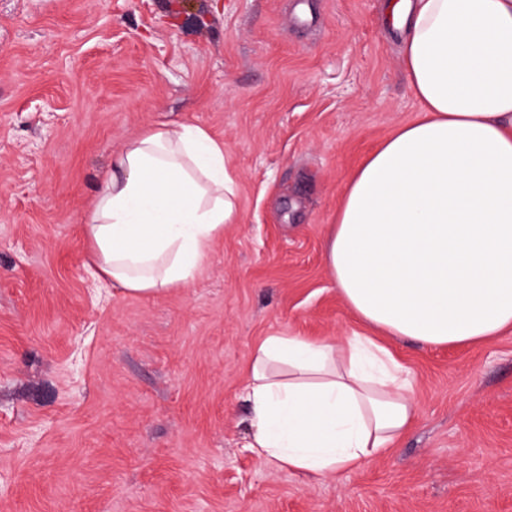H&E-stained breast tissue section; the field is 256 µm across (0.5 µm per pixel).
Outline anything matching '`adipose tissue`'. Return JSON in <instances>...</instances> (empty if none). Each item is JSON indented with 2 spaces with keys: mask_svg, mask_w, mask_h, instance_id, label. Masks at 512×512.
Instances as JSON below:
<instances>
[{
  "mask_svg": "<svg viewBox=\"0 0 512 512\" xmlns=\"http://www.w3.org/2000/svg\"><path fill=\"white\" fill-rule=\"evenodd\" d=\"M421 119L396 128L350 179L324 241L349 308L430 347L512 329V0H394ZM223 142L193 124L143 132L112 160L83 219L113 286L191 285L236 223ZM246 399L251 448L328 477L359 468L412 425V380L368 336H268Z\"/></svg>",
  "mask_w": 512,
  "mask_h": 512,
  "instance_id": "obj_1",
  "label": "adipose tissue"
}]
</instances>
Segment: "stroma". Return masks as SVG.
<instances>
[{
    "mask_svg": "<svg viewBox=\"0 0 512 512\" xmlns=\"http://www.w3.org/2000/svg\"><path fill=\"white\" fill-rule=\"evenodd\" d=\"M387 0H0V512H512V330L383 337L419 415L315 479L249 448L271 335H371L329 279L347 181L418 120ZM222 140L239 221L195 282L126 295L82 215L144 131Z\"/></svg>",
    "mask_w": 512,
    "mask_h": 512,
    "instance_id": "1",
    "label": "stroma"
}]
</instances>
